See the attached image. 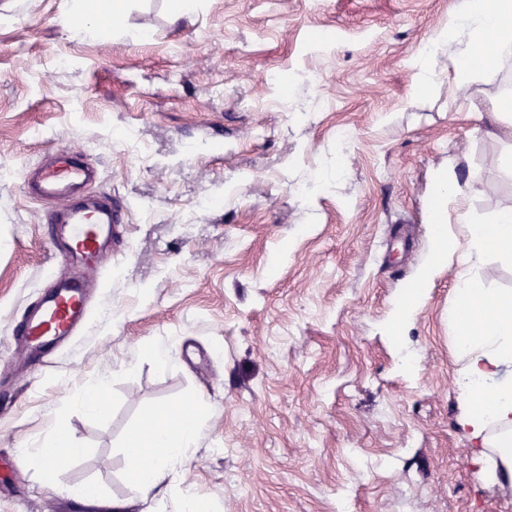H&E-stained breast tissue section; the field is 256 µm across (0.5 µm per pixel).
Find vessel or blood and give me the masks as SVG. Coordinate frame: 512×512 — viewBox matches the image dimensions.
Masks as SVG:
<instances>
[{
	"mask_svg": "<svg viewBox=\"0 0 512 512\" xmlns=\"http://www.w3.org/2000/svg\"><path fill=\"white\" fill-rule=\"evenodd\" d=\"M90 178L91 169L82 157L69 152L58 154L37 170L33 192L57 205L50 218L49 237L68 273L10 329L11 337L30 343L33 364L86 327L88 276L108 258L109 238L115 225L123 221L120 209L108 198H100L93 206L74 203V190Z\"/></svg>",
	"mask_w": 512,
	"mask_h": 512,
	"instance_id": "obj_1",
	"label": "vessel or blood"
}]
</instances>
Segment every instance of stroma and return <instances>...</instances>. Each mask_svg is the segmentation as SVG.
<instances>
[{"instance_id":"stroma-1","label":"stroma","mask_w":512,"mask_h":512,"mask_svg":"<svg viewBox=\"0 0 512 512\" xmlns=\"http://www.w3.org/2000/svg\"><path fill=\"white\" fill-rule=\"evenodd\" d=\"M452 3L198 0L175 19L127 0L88 39L67 0H0V512H178L187 495L197 512H512V484L478 479L456 425L448 324L461 279L512 292V258L437 267L396 319L440 228L512 207L483 119L512 62L458 111L459 33L417 87ZM59 151L95 167L91 193L125 221L87 331L33 372L8 334L58 262L21 176ZM450 173L473 188L443 203ZM100 377L106 414L69 406ZM191 399L196 447L137 494L129 436ZM52 434L80 455L44 463Z\"/></svg>"}]
</instances>
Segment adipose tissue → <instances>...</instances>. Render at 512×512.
Instances as JSON below:
<instances>
[{
  "mask_svg": "<svg viewBox=\"0 0 512 512\" xmlns=\"http://www.w3.org/2000/svg\"><path fill=\"white\" fill-rule=\"evenodd\" d=\"M125 3L72 0L68 24L76 34L96 37L104 21L120 18ZM460 31L470 46L457 53L448 87L454 100L466 102L490 69L489 64L475 60L474 45L495 40V62L512 59V0H456L447 26L432 43L445 47ZM465 234L470 263H479L491 253L512 257V209L501 210L492 223L466 225ZM474 308L480 311L476 323L462 329L455 343L461 362L457 424L471 444V460L480 479L512 483V293L488 294L461 280L448 319L459 322L462 312ZM200 429L201 413L194 401L149 417L128 439L130 485L149 494L194 448Z\"/></svg>",
  "mask_w": 512,
  "mask_h": 512,
  "instance_id": "1",
  "label": "adipose tissue"
}]
</instances>
